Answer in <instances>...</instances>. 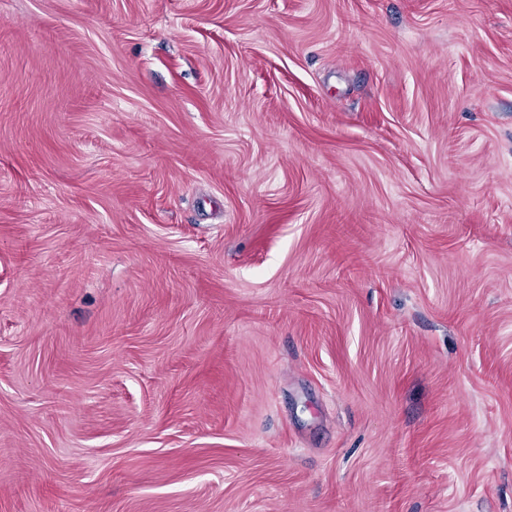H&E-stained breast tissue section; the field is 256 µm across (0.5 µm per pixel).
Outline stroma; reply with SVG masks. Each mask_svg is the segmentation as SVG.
<instances>
[{
    "label": "stroma",
    "instance_id": "obj_1",
    "mask_svg": "<svg viewBox=\"0 0 512 512\" xmlns=\"http://www.w3.org/2000/svg\"><path fill=\"white\" fill-rule=\"evenodd\" d=\"M0 512H512V0H0Z\"/></svg>",
    "mask_w": 512,
    "mask_h": 512
}]
</instances>
